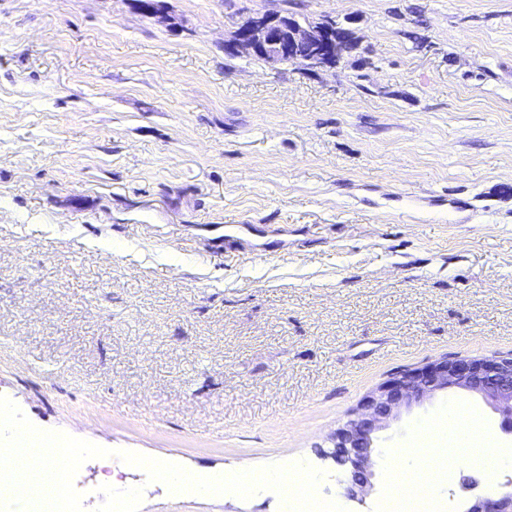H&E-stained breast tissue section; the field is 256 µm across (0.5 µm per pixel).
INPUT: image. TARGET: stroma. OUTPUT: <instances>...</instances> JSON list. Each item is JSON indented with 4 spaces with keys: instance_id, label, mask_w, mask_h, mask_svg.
Here are the masks:
<instances>
[{
    "instance_id": "1",
    "label": "stroma",
    "mask_w": 512,
    "mask_h": 512,
    "mask_svg": "<svg viewBox=\"0 0 512 512\" xmlns=\"http://www.w3.org/2000/svg\"><path fill=\"white\" fill-rule=\"evenodd\" d=\"M0 0V397L85 461L84 512H284L172 491L197 474L322 471L362 398L442 358L512 356V0ZM352 23L367 65L271 67L224 48L243 15ZM459 390L384 433L390 456ZM482 495L512 468L468 472ZM461 471L435 469L444 512ZM138 494L114 510L126 487Z\"/></svg>"
}]
</instances>
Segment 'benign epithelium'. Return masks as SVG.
I'll return each mask as SVG.
<instances>
[{"instance_id": "benign-epithelium-1", "label": "benign epithelium", "mask_w": 512, "mask_h": 512, "mask_svg": "<svg viewBox=\"0 0 512 512\" xmlns=\"http://www.w3.org/2000/svg\"><path fill=\"white\" fill-rule=\"evenodd\" d=\"M336 30L300 25L277 12L251 13L238 24L224 48L257 57L268 64H289L300 47L309 48V62L317 70L333 68ZM457 388L480 395L501 418V429L512 435V358H455L407 370L370 391L351 417L331 437L330 458L344 476V494L363 501L373 489L377 433L409 409L439 391ZM464 512H512V492L491 500L476 496Z\"/></svg>"}]
</instances>
